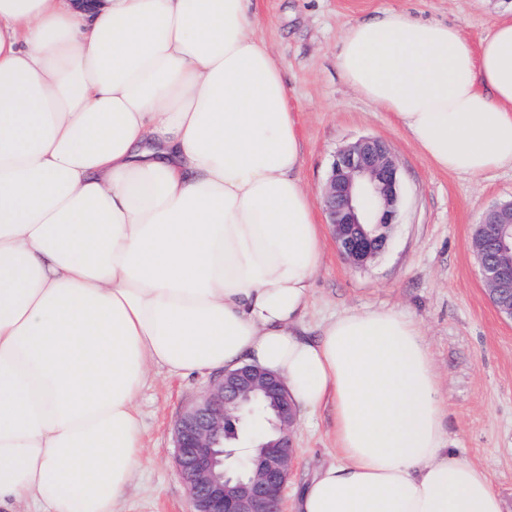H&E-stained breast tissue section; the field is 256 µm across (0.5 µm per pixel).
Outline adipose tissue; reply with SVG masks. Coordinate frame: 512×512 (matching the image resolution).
Instances as JSON below:
<instances>
[{"label":"adipose tissue","mask_w":512,"mask_h":512,"mask_svg":"<svg viewBox=\"0 0 512 512\" xmlns=\"http://www.w3.org/2000/svg\"><path fill=\"white\" fill-rule=\"evenodd\" d=\"M252 0H0V512H118L158 368L243 364L338 458L292 512H502L450 448L439 374L400 308L306 337L323 241L281 66ZM337 64L439 168H512V20L478 43L386 8Z\"/></svg>","instance_id":"adipose-tissue-1"}]
</instances>
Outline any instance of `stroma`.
<instances>
[{"label": "stroma", "mask_w": 512, "mask_h": 512, "mask_svg": "<svg viewBox=\"0 0 512 512\" xmlns=\"http://www.w3.org/2000/svg\"><path fill=\"white\" fill-rule=\"evenodd\" d=\"M384 7L458 26L473 41L512 18V0H255L254 34L282 67L302 145L300 177L311 197L319 198L337 150L361 136L384 140L401 172L400 222L371 264L349 266L330 228H323L325 248L304 328L313 335L336 315L369 308L414 315L440 376L445 436L465 460L487 470L503 512H512V320L491 303L471 248L484 211L512 200V169L473 177L437 168L390 113L346 83L336 59L339 38ZM213 379L210 373L184 379L158 373L144 389L138 408L147 453L120 512H194L174 465L173 425ZM294 440L289 499L335 459L329 409L299 416Z\"/></svg>", "instance_id": "35a3bbf8"}]
</instances>
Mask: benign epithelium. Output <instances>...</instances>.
Here are the masks:
<instances>
[{
    "instance_id": "7a95c632",
    "label": "benign epithelium",
    "mask_w": 512,
    "mask_h": 512,
    "mask_svg": "<svg viewBox=\"0 0 512 512\" xmlns=\"http://www.w3.org/2000/svg\"><path fill=\"white\" fill-rule=\"evenodd\" d=\"M322 203L343 260L365 267L387 247L402 205L399 165L387 144L361 136L335 154ZM471 246L499 313L512 318V202L487 209ZM271 401L276 439L239 455L244 420L258 397ZM296 411L283 381L256 366L226 371L174 424L175 464L194 512H284L296 460Z\"/></svg>"
}]
</instances>
